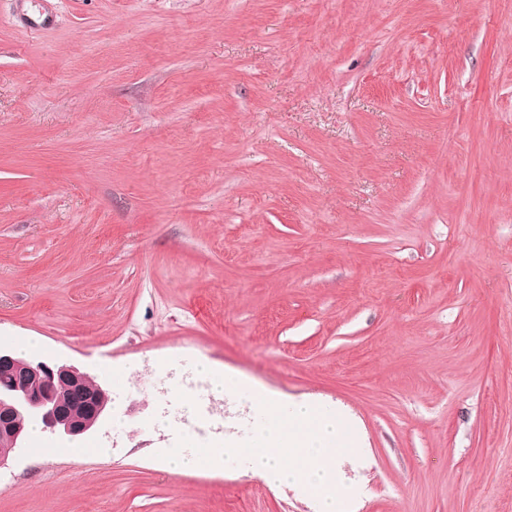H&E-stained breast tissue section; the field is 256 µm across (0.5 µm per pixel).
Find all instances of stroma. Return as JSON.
<instances>
[{
  "mask_svg": "<svg viewBox=\"0 0 512 512\" xmlns=\"http://www.w3.org/2000/svg\"><path fill=\"white\" fill-rule=\"evenodd\" d=\"M0 347L111 398L0 512H314L160 465L252 435L202 362L349 418L350 512H512V0H0Z\"/></svg>",
  "mask_w": 512,
  "mask_h": 512,
  "instance_id": "35a3bbf8",
  "label": "stroma"
}]
</instances>
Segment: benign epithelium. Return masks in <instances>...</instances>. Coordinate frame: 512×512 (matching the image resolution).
<instances>
[{"label": "benign epithelium", "mask_w": 512, "mask_h": 512, "mask_svg": "<svg viewBox=\"0 0 512 512\" xmlns=\"http://www.w3.org/2000/svg\"><path fill=\"white\" fill-rule=\"evenodd\" d=\"M107 391L73 365L29 361L0 351V466L23 447L34 423L73 440L94 430L108 411Z\"/></svg>", "instance_id": "1"}]
</instances>
